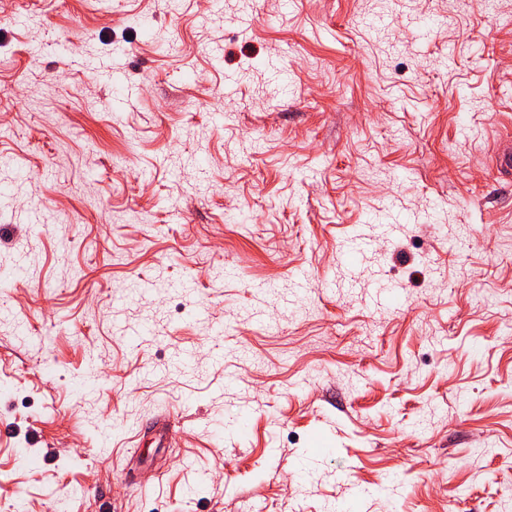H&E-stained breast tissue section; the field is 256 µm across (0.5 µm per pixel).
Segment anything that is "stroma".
<instances>
[{
    "instance_id": "35a3bbf8",
    "label": "stroma",
    "mask_w": 512,
    "mask_h": 512,
    "mask_svg": "<svg viewBox=\"0 0 512 512\" xmlns=\"http://www.w3.org/2000/svg\"><path fill=\"white\" fill-rule=\"evenodd\" d=\"M499 146L512 0H0V512H499Z\"/></svg>"
}]
</instances>
